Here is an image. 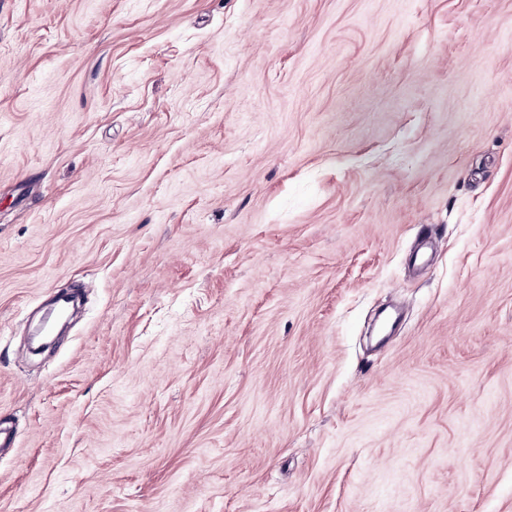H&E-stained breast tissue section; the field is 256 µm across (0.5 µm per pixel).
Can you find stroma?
I'll return each mask as SVG.
<instances>
[{"label": "stroma", "mask_w": 512, "mask_h": 512, "mask_svg": "<svg viewBox=\"0 0 512 512\" xmlns=\"http://www.w3.org/2000/svg\"><path fill=\"white\" fill-rule=\"evenodd\" d=\"M0 421V512H512V0H0Z\"/></svg>", "instance_id": "35a3bbf8"}]
</instances>
